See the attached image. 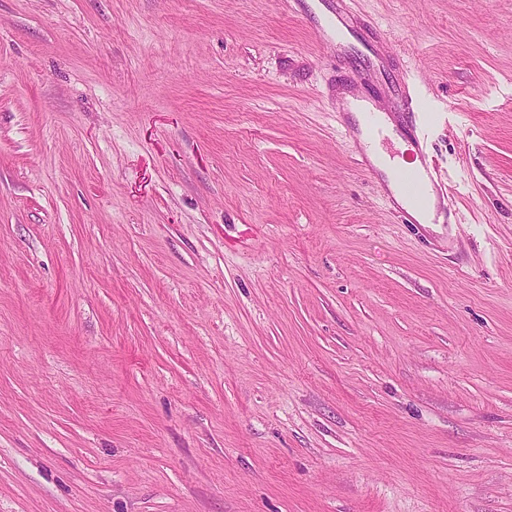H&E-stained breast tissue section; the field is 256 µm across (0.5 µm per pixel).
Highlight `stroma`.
Returning <instances> with one entry per match:
<instances>
[{"mask_svg":"<svg viewBox=\"0 0 512 512\" xmlns=\"http://www.w3.org/2000/svg\"><path fill=\"white\" fill-rule=\"evenodd\" d=\"M319 4L0 0V512H512V0H346L457 224ZM405 75L403 72L402 79L397 78L391 85L392 112L400 116L399 122L396 123V132L402 139H407L413 147L417 164L400 168L398 183L402 195L410 206L424 208L429 188L448 198L453 186L449 178L448 184L442 179L441 169L425 148L435 108L429 107L425 97L410 93L405 86ZM357 101H360L358 108L360 112H363L366 118V125L369 133L370 142L361 147L362 159L360 165L372 167L370 160L367 155V147L374 145L379 146L385 150L391 158L396 157V152L391 150L392 140L389 136L384 134V130L381 125V110L376 107L375 101L372 96H361L356 97Z\"/></svg>","mask_w":512,"mask_h":512,"instance_id":"obj_1","label":"stroma"}]
</instances>
